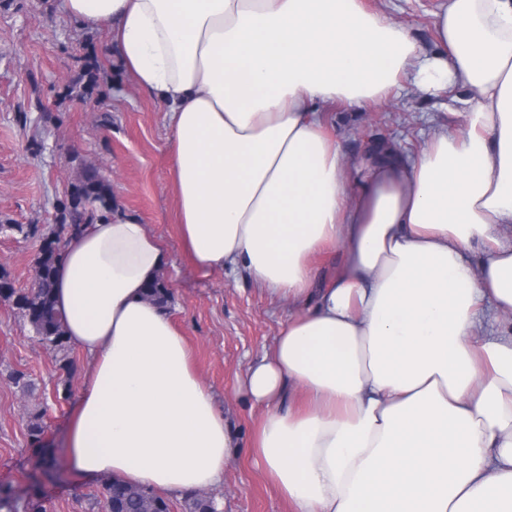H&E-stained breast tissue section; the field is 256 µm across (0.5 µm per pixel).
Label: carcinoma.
<instances>
[{"label":"carcinoma","instance_id":"carcinoma-1","mask_svg":"<svg viewBox=\"0 0 512 512\" xmlns=\"http://www.w3.org/2000/svg\"><path fill=\"white\" fill-rule=\"evenodd\" d=\"M112 196L97 172L86 170L73 190L58 205L60 221L52 226H33L24 232V237H38L40 245L34 259L33 284L21 291L14 288L9 273L0 268V302H7L18 310L29 324L34 338L48 346L55 354L64 386L76 372V362L71 356L72 345L66 334L62 315L55 309L53 300L54 273L62 250L63 240L71 233L80 232L85 226L104 217L111 210ZM147 298L168 304L172 294L161 278L149 286ZM14 386L23 393L32 394L37 386L29 375L16 371L10 374ZM28 439L38 449L35 466L46 473L56 470V459L42 448L44 426L40 416L30 420ZM106 512H169L170 500L158 492L125 485L109 479L100 491ZM187 512H218L214 499L199 494L189 498Z\"/></svg>","mask_w":512,"mask_h":512}]
</instances>
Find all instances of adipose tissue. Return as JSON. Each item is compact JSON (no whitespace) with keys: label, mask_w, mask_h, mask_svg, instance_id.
<instances>
[{"label":"adipose tissue","mask_w":512,"mask_h":512,"mask_svg":"<svg viewBox=\"0 0 512 512\" xmlns=\"http://www.w3.org/2000/svg\"><path fill=\"white\" fill-rule=\"evenodd\" d=\"M170 129L181 236L203 273L288 304L240 389L290 512H512V0H446L439 48L360 0H62ZM451 92L410 162L348 161L319 105ZM341 252L316 286L312 261ZM164 242L120 207L68 236L54 302L92 360L77 475L216 488L238 436L166 309Z\"/></svg>","instance_id":"adipose-tissue-1"}]
</instances>
